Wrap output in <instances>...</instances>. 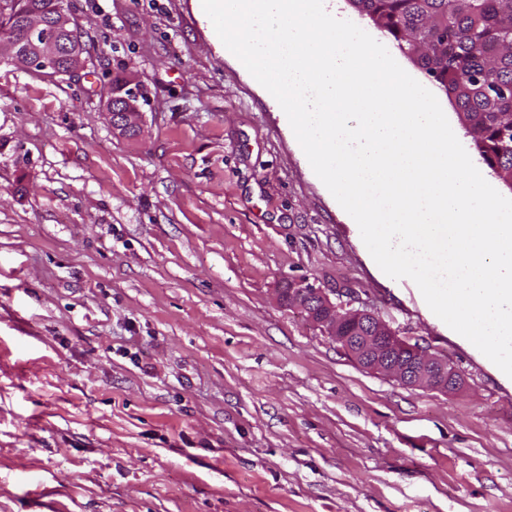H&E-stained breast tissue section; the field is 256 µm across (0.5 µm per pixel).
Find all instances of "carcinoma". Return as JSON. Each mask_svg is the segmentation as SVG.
I'll use <instances>...</instances> for the list:
<instances>
[{"label": "carcinoma", "instance_id": "obj_1", "mask_svg": "<svg viewBox=\"0 0 512 512\" xmlns=\"http://www.w3.org/2000/svg\"><path fill=\"white\" fill-rule=\"evenodd\" d=\"M387 32L457 109L482 163L512 188V0H350ZM55 0H0V43L31 8Z\"/></svg>", "mask_w": 512, "mask_h": 512}]
</instances>
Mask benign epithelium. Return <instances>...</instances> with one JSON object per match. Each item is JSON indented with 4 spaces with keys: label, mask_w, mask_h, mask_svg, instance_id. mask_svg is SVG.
Wrapping results in <instances>:
<instances>
[{
    "label": "benign epithelium",
    "mask_w": 512,
    "mask_h": 512,
    "mask_svg": "<svg viewBox=\"0 0 512 512\" xmlns=\"http://www.w3.org/2000/svg\"><path fill=\"white\" fill-rule=\"evenodd\" d=\"M81 41L73 20L58 0L50 13L34 12L8 46L7 61L21 66L56 69L69 75L80 69L83 55L73 50ZM112 129L138 138L144 132L143 112L135 95L114 98L106 112ZM278 299L300 308L309 322L329 336L360 367L386 375L402 385L452 392L465 384L463 376L441 355L409 343L374 312L333 302L308 280H291Z\"/></svg>",
    "instance_id": "1"
}]
</instances>
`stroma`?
<instances>
[{"mask_svg": "<svg viewBox=\"0 0 512 512\" xmlns=\"http://www.w3.org/2000/svg\"><path fill=\"white\" fill-rule=\"evenodd\" d=\"M64 6L82 69L0 62V512H512V379L381 271L196 0ZM302 278L465 386L362 369L277 300ZM137 97L132 93L130 97L114 98L106 112L112 129L118 130L123 136L138 138L144 132L143 112L137 104Z\"/></svg>", "mask_w": 512, "mask_h": 512, "instance_id": "35a3bbf8", "label": "stroma"}]
</instances>
